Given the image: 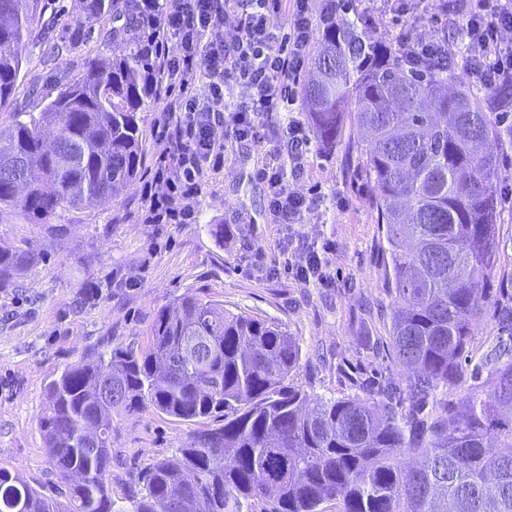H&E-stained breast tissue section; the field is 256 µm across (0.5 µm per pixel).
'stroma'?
<instances>
[{"label":"stroma","instance_id":"stroma-1","mask_svg":"<svg viewBox=\"0 0 512 512\" xmlns=\"http://www.w3.org/2000/svg\"><path fill=\"white\" fill-rule=\"evenodd\" d=\"M355 4L389 41L423 19L419 0ZM117 26L111 14L85 10L83 0H39L0 126L21 112L39 116L91 60L110 56ZM355 134L348 125L336 145L312 143L304 169L289 173L294 189L319 202L304 224L271 219L269 187L259 169L265 143L276 138L272 128L262 144L228 137L224 168L205 186L194 223H142L137 182L103 207L59 212L56 237L21 218L0 223V240L41 255L15 284L0 288V467L34 488H57L41 431L48 381L101 346L146 344L157 311L187 292L282 324L299 346L297 381L311 396L365 398L380 383L404 386L406 373L389 347L387 243L351 147ZM497 224L499 270L473 331L477 357L496 343L499 305L512 300V197H502ZM288 240L298 263L316 245L324 282L294 279L281 255ZM209 425L206 419L185 424L152 409L115 414L113 499L130 494L133 473L175 455L197 427Z\"/></svg>","mask_w":512,"mask_h":512}]
</instances>
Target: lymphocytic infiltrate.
Masks as SVG:
<instances>
[{"label":"lymphocytic infiltrate","mask_w":512,"mask_h":512,"mask_svg":"<svg viewBox=\"0 0 512 512\" xmlns=\"http://www.w3.org/2000/svg\"><path fill=\"white\" fill-rule=\"evenodd\" d=\"M313 0H138L143 35L139 52L153 61L149 81L167 108L156 119L153 136L160 151L141 192V216L148 224H190L209 172L224 161V140L214 126L224 123L234 136L264 142L269 124L278 129L277 147L266 151L261 174L270 188L275 223L300 224L315 198L290 188L288 170H299L310 139L302 123L274 114L294 105L314 40ZM493 14L474 11L467 23L465 62L482 87L512 77V50L504 35L512 31V0H494ZM418 29L401 33L409 45L410 68L450 54L424 11ZM288 22V40L274 45L272 30ZM177 42L179 54L169 52ZM207 93H200V82ZM246 87L247 102L228 107V82Z\"/></svg>","instance_id":"f902f5d3"}]
</instances>
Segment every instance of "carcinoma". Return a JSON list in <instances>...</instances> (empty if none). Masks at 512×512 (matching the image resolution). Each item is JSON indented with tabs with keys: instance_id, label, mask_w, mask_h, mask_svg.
Returning a JSON list of instances; mask_svg holds the SVG:
<instances>
[{
	"instance_id": "1",
	"label": "carcinoma",
	"mask_w": 512,
	"mask_h": 512,
	"mask_svg": "<svg viewBox=\"0 0 512 512\" xmlns=\"http://www.w3.org/2000/svg\"><path fill=\"white\" fill-rule=\"evenodd\" d=\"M313 75L302 88L314 136L340 139L345 120L385 233L389 341L405 388L374 399L311 397L293 383L299 347L269 320L183 294L155 315L144 347L114 346L64 366L47 384L46 453L66 501L0 468V512H512V344L479 361L484 394L462 416L436 391L463 384L480 300L497 270L501 193L497 125L466 88L449 89L455 57L423 74L376 35L352 0H325ZM35 0H0V109L21 72ZM150 63L117 46L66 84L37 120L0 128V223H34L103 206L141 176L138 112ZM40 255L0 242V285ZM152 407L183 422L214 417L185 448L133 475L112 499V414ZM499 441L508 452L494 454Z\"/></svg>"
}]
</instances>
